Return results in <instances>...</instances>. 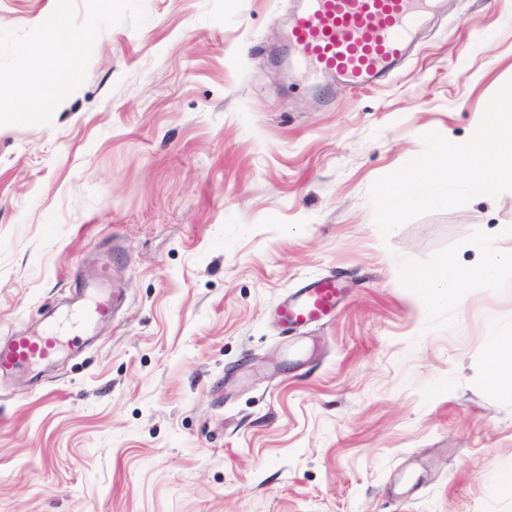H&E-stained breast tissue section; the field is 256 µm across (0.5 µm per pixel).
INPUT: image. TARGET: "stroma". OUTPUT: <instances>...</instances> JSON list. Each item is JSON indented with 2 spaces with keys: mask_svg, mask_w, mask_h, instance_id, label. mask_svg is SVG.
I'll return each instance as SVG.
<instances>
[{
  "mask_svg": "<svg viewBox=\"0 0 512 512\" xmlns=\"http://www.w3.org/2000/svg\"><path fill=\"white\" fill-rule=\"evenodd\" d=\"M56 0H0L28 30ZM303 0H143L95 42L51 124L0 126V343L95 334L0 376V512H512V400L485 315L512 288L418 297L399 266L483 259L512 191L381 240L368 191L468 139L512 79V0H435L411 56L365 88L295 72ZM338 277L334 316L274 320ZM110 306L108 303H101L89 305L83 309L78 310L69 319V324L73 327L85 328L89 327L96 318L102 315H106L110 312Z\"/></svg>",
  "mask_w": 512,
  "mask_h": 512,
  "instance_id": "stroma-1",
  "label": "stroma"
}]
</instances>
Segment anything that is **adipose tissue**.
I'll return each instance as SVG.
<instances>
[{
	"label": "adipose tissue",
	"mask_w": 512,
	"mask_h": 512,
	"mask_svg": "<svg viewBox=\"0 0 512 512\" xmlns=\"http://www.w3.org/2000/svg\"><path fill=\"white\" fill-rule=\"evenodd\" d=\"M512 240V225L499 226L494 237L484 246L485 262L479 267H462L453 259H439L430 267L419 270L405 267L401 275L407 287L432 302H442L449 290L460 289L495 274L512 275V249H503L501 241ZM486 352L492 366L490 382L506 398H512V336L502 335L494 315H487Z\"/></svg>",
	"instance_id": "obj_1"
}]
</instances>
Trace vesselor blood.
<instances>
[{"instance_id":"vessel-or-blood-1","label":"vessel or blood","mask_w":512,"mask_h":512,"mask_svg":"<svg viewBox=\"0 0 512 512\" xmlns=\"http://www.w3.org/2000/svg\"><path fill=\"white\" fill-rule=\"evenodd\" d=\"M432 0H305L289 29L296 63L318 77L339 78L352 86L376 83L404 57L412 28ZM343 290L335 278L323 277L283 300L275 310L281 327L315 323L335 311ZM109 304L78 310L71 326L85 328L108 314ZM62 328L54 325L13 335L0 345V374L43 364L62 345Z\"/></svg>"}]
</instances>
